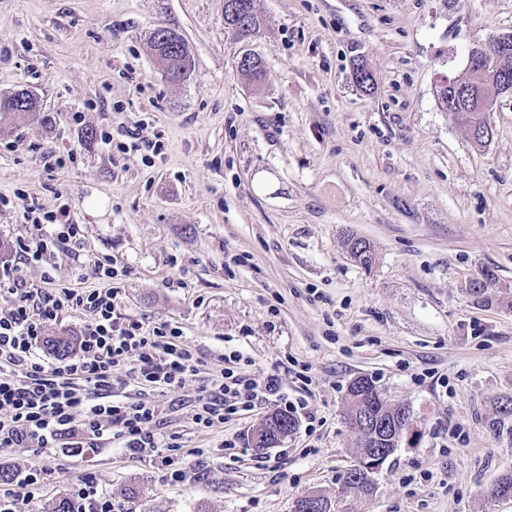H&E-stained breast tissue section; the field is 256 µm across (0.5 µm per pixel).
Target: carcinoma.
<instances>
[{
  "label": "carcinoma",
  "mask_w": 512,
  "mask_h": 512,
  "mask_svg": "<svg viewBox=\"0 0 512 512\" xmlns=\"http://www.w3.org/2000/svg\"><path fill=\"white\" fill-rule=\"evenodd\" d=\"M224 25L235 29L243 37H249L260 29V18L255 0H224ZM150 49L162 65L164 76L179 82L187 79L194 70L193 58L185 39L168 27L154 29L149 37ZM239 69L252 83L261 81L264 68L259 59L248 56L239 62ZM503 75L512 77V42L503 46L495 61L481 60L475 64L468 62L463 77L456 79L459 84H479L497 80ZM36 108L35 99L26 91L19 90L0 101V109L13 114L18 120H25ZM346 247L354 259L364 268H370L374 253L370 242L354 234L344 238ZM512 416V396H506L495 403L494 418L489 421L490 432L496 438L507 435L512 438V428H504L503 417ZM348 424L357 431V463L344 477V489L368 494L372 490V481L365 476L368 458L365 454L381 451V463H386L395 453V444L390 437L397 431L406 433L410 426L404 424L400 410L389 405L378 392L374 381L360 377L348 386V400L344 414ZM295 421L286 413H276L269 417L253 434L252 444L257 448H271L278 444L283 436L292 431ZM487 496L492 499L512 498V472L501 475L488 489ZM299 504L310 505L309 512H330V501L317 492H311L297 499Z\"/></svg>",
  "instance_id": "carcinoma-1"
}]
</instances>
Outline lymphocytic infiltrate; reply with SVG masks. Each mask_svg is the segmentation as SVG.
I'll return each instance as SVG.
<instances>
[{
  "instance_id": "1",
  "label": "lymphocytic infiltrate",
  "mask_w": 512,
  "mask_h": 512,
  "mask_svg": "<svg viewBox=\"0 0 512 512\" xmlns=\"http://www.w3.org/2000/svg\"><path fill=\"white\" fill-rule=\"evenodd\" d=\"M70 207L46 212L24 205L23 218L55 226L53 238L22 242L20 259L46 261L54 248L78 236L79 225L68 220ZM102 288L57 284L45 271L41 284L27 283L13 263L0 264V294L9 307L0 312V450L63 448L98 450L102 441L119 440L131 455L156 464L170 484L184 483L185 470L176 465L172 442L158 432L152 401L119 398L120 389L136 386L170 392L196 378L203 365L198 352L183 343L180 326L153 324L121 309L122 280L108 259L94 263ZM86 314L75 354L49 362L36 354L49 323L73 313ZM252 358L240 351L220 355L210 379L201 388L193 420L208 430L267 400L284 411L307 412L306 400H289L279 375L249 373Z\"/></svg>"
}]
</instances>
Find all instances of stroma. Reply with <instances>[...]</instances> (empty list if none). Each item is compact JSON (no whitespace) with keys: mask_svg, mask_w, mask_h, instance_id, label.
Wrapping results in <instances>:
<instances>
[{"mask_svg":"<svg viewBox=\"0 0 512 512\" xmlns=\"http://www.w3.org/2000/svg\"><path fill=\"white\" fill-rule=\"evenodd\" d=\"M256 8L262 29L241 39L224 26V0H0V96L38 101L22 123L0 110V194L46 211L70 202L81 236L55 253L57 281L100 287L92 267L112 258L127 271L123 313L180 326L211 364L241 350L322 425L253 447L277 411L261 404L199 432L193 380L153 396L185 483L116 446L15 448L0 465L50 470L17 512H46L88 474L111 497L140 485L127 512H293L311 491L331 512H512V499L485 495L512 471V443L486 425L512 395V309L466 291L489 271L491 295L512 292V99L488 113L480 146L437 96L472 48L512 34V0ZM158 27L185 37L188 80L164 79L148 47ZM246 52L263 64L260 86L238 70ZM358 61L371 91L354 80ZM67 152V167L47 168ZM348 232L371 243V268L350 259ZM53 234L0 211V261ZM291 360L310 367V389L286 375ZM359 376L418 424L368 495L343 488L356 434L342 412ZM233 436L239 447L220 449Z\"/></svg>","mask_w":512,"mask_h":512,"instance_id":"obj_1","label":"stroma"}]
</instances>
